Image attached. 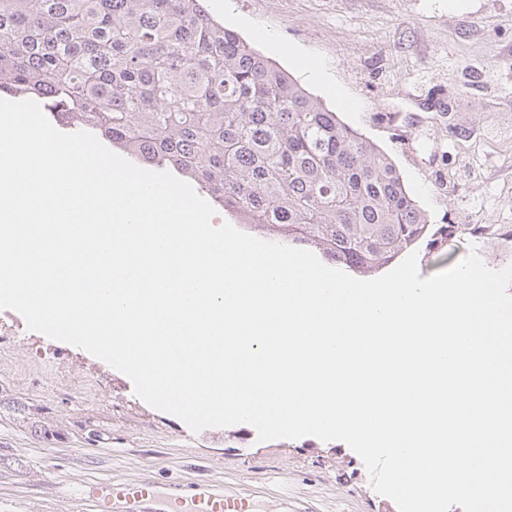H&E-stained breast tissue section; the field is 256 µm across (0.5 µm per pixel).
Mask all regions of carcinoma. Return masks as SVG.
I'll return each mask as SVG.
<instances>
[{"mask_svg":"<svg viewBox=\"0 0 512 512\" xmlns=\"http://www.w3.org/2000/svg\"><path fill=\"white\" fill-rule=\"evenodd\" d=\"M195 180L246 223L357 274L422 240L388 155L201 0H0V97Z\"/></svg>","mask_w":512,"mask_h":512,"instance_id":"obj_1","label":"carcinoma"}]
</instances>
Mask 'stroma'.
<instances>
[{"instance_id": "1", "label": "stroma", "mask_w": 512, "mask_h": 512, "mask_svg": "<svg viewBox=\"0 0 512 512\" xmlns=\"http://www.w3.org/2000/svg\"><path fill=\"white\" fill-rule=\"evenodd\" d=\"M203 5L391 158L439 230L414 247L421 277L473 250L512 265V240L484 231L512 227V0ZM0 323V512H74L86 485L109 479L153 481L159 512L200 481L253 495L260 512H398L344 442H261L246 423L192 432L84 350L12 310Z\"/></svg>"}]
</instances>
